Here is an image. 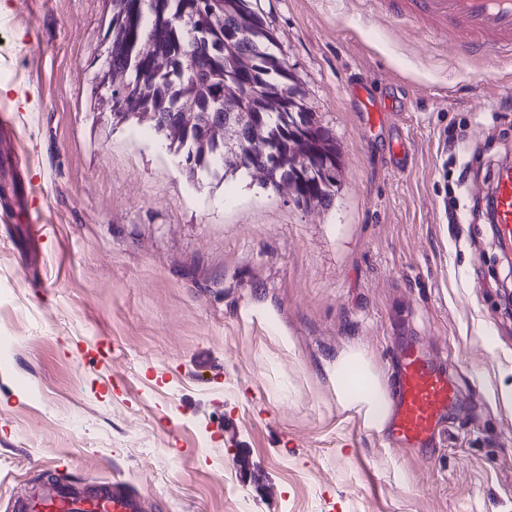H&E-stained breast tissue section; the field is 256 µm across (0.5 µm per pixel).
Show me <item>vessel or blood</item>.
Wrapping results in <instances>:
<instances>
[{
    "label": "vessel or blood",
    "mask_w": 512,
    "mask_h": 512,
    "mask_svg": "<svg viewBox=\"0 0 512 512\" xmlns=\"http://www.w3.org/2000/svg\"><path fill=\"white\" fill-rule=\"evenodd\" d=\"M390 13L496 53L512 52V0H369ZM495 232L512 244V168L501 169L491 188ZM390 437L402 448L428 447L442 432L456 398L445 366L421 347L407 344L397 356ZM10 512H149L146 495L115 486L79 488L63 475L48 477L13 499Z\"/></svg>",
    "instance_id": "b4317fda"
}]
</instances>
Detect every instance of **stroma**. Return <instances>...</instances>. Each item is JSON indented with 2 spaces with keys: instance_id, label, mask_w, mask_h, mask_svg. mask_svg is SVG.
Instances as JSON below:
<instances>
[{
  "instance_id": "35a3bbf8",
  "label": "stroma",
  "mask_w": 512,
  "mask_h": 512,
  "mask_svg": "<svg viewBox=\"0 0 512 512\" xmlns=\"http://www.w3.org/2000/svg\"><path fill=\"white\" fill-rule=\"evenodd\" d=\"M250 4L336 136L329 208L188 177L104 108L109 0H0V196L32 189L0 222V512L47 463L153 512H512V317L474 211L512 163V55L367 0ZM410 342L459 389L427 448L363 428L323 374L360 347L394 378Z\"/></svg>"
}]
</instances>
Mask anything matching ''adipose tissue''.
Masks as SVG:
<instances>
[{
	"instance_id": "obj_1",
	"label": "adipose tissue",
	"mask_w": 512,
	"mask_h": 512,
	"mask_svg": "<svg viewBox=\"0 0 512 512\" xmlns=\"http://www.w3.org/2000/svg\"><path fill=\"white\" fill-rule=\"evenodd\" d=\"M324 372L338 404L355 412L366 430L384 432L390 415V392L368 352L361 348L344 351L325 366Z\"/></svg>"
}]
</instances>
